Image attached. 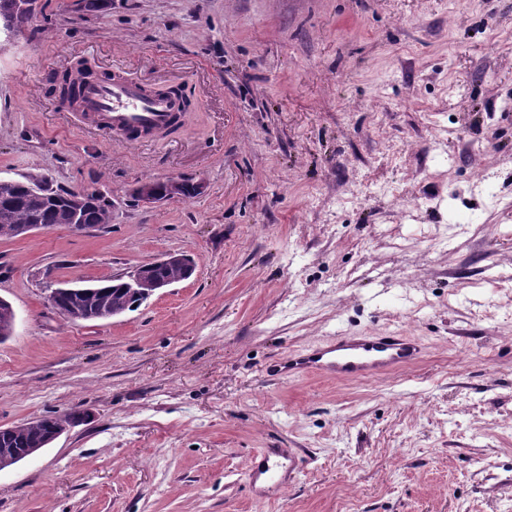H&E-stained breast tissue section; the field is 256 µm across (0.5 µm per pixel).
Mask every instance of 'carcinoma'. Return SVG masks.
<instances>
[{"instance_id": "1", "label": "carcinoma", "mask_w": 512, "mask_h": 512, "mask_svg": "<svg viewBox=\"0 0 512 512\" xmlns=\"http://www.w3.org/2000/svg\"><path fill=\"white\" fill-rule=\"evenodd\" d=\"M71 192L55 188L51 180L39 172H29L19 179H0V231L9 234L14 224H99L105 226L112 219V202H106L93 191L79 199L70 198ZM145 274L152 280L176 282L185 277L183 265H165L148 268ZM93 293L83 298L93 311L112 312L119 307L131 310L136 302L126 290L123 281L106 279L89 285ZM47 419H29L7 443L9 448H30L38 439L49 437Z\"/></svg>"}]
</instances>
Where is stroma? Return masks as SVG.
I'll return each instance as SVG.
<instances>
[{
	"mask_svg": "<svg viewBox=\"0 0 512 512\" xmlns=\"http://www.w3.org/2000/svg\"><path fill=\"white\" fill-rule=\"evenodd\" d=\"M0 45V179L111 198L88 236L0 240V426L89 419L0 472V512H512V0H70ZM179 85L157 144L83 128L69 61ZM203 183L146 205L141 181ZM169 253L195 272L75 323L68 285ZM399 331L376 378L267 376L347 333ZM262 448L305 460L270 497Z\"/></svg>",
	"mask_w": 512,
	"mask_h": 512,
	"instance_id": "35a3bbf8",
	"label": "stroma"
}]
</instances>
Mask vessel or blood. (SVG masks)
<instances>
[{"label":"vessel or blood","mask_w":512,"mask_h":512,"mask_svg":"<svg viewBox=\"0 0 512 512\" xmlns=\"http://www.w3.org/2000/svg\"><path fill=\"white\" fill-rule=\"evenodd\" d=\"M68 74L78 97L62 100L63 110L74 113L86 128L118 135L129 145L158 139L183 110L178 98L149 92L119 67L97 78L86 75L77 63ZM421 354V343L399 332L346 335L291 355L287 361L272 362L266 372L283 378L309 373L336 378L379 376L416 362ZM302 468L292 451L263 448L252 459L249 484L280 488Z\"/></svg>","instance_id":"b4317fda"}]
</instances>
